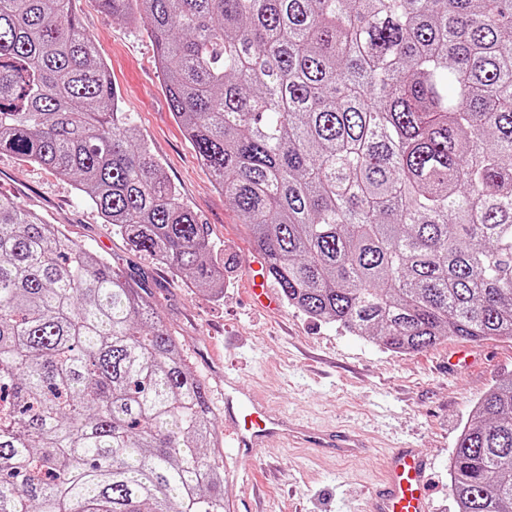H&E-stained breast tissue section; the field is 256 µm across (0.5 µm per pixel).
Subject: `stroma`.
Here are the masks:
<instances>
[{"instance_id": "35a3bbf8", "label": "stroma", "mask_w": 512, "mask_h": 512, "mask_svg": "<svg viewBox=\"0 0 512 512\" xmlns=\"http://www.w3.org/2000/svg\"><path fill=\"white\" fill-rule=\"evenodd\" d=\"M76 9L111 70L123 110L183 202L206 225L224 268V288L198 287L135 251L81 201L71 182L8 153H0V194L62 225L114 268L144 276L157 312L176 332L213 404H220L224 373L230 370L276 412L356 429L375 442L336 459L321 457L315 448L288 446L225 454L224 498L230 512H248L258 498L265 512H366L384 453L404 444L432 461V512H458L448 488L451 450L477 400L512 378V340L479 341L482 359L452 377L446 362L455 340L401 355L288 304L276 312L252 308L244 265L255 246L174 118L151 43L125 24L106 20L96 0H78Z\"/></svg>"}]
</instances>
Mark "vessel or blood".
I'll return each mask as SVG.
<instances>
[{
    "instance_id": "1",
    "label": "vessel or blood",
    "mask_w": 512,
    "mask_h": 512,
    "mask_svg": "<svg viewBox=\"0 0 512 512\" xmlns=\"http://www.w3.org/2000/svg\"><path fill=\"white\" fill-rule=\"evenodd\" d=\"M249 293L261 307L276 304L264 256L255 255L248 264ZM224 447L247 452L276 442L299 448H319L326 454L342 456L366 447L364 436L353 430H328L288 423L267 410L255 391L243 388L236 376H224ZM430 462L418 449H393L385 458L380 485L372 498V512H430Z\"/></svg>"
}]
</instances>
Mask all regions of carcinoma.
Returning <instances> with one entry per match:
<instances>
[{"label":"carcinoma","mask_w":512,"mask_h":512,"mask_svg":"<svg viewBox=\"0 0 512 512\" xmlns=\"http://www.w3.org/2000/svg\"><path fill=\"white\" fill-rule=\"evenodd\" d=\"M75 0H0V152L133 248L224 271ZM145 35L213 184L307 316L410 354L512 339V0H97ZM0 512H227L210 392L145 281L0 196ZM512 512V379L450 458Z\"/></svg>","instance_id":"carcinoma-1"}]
</instances>
